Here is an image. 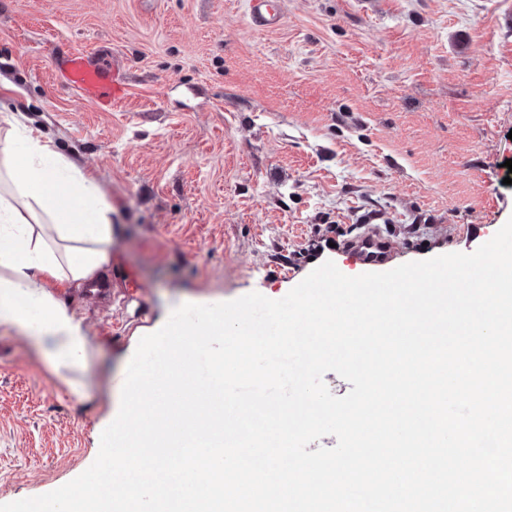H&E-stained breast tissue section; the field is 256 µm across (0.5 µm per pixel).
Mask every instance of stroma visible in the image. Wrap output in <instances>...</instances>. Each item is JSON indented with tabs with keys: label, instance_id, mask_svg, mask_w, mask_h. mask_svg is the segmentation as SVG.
Segmentation results:
<instances>
[{
	"label": "stroma",
	"instance_id": "obj_1",
	"mask_svg": "<svg viewBox=\"0 0 512 512\" xmlns=\"http://www.w3.org/2000/svg\"><path fill=\"white\" fill-rule=\"evenodd\" d=\"M0 0V134L23 114L112 204L120 266L56 288L88 354L72 394L29 336L0 334V504L96 459L140 339L185 303L283 298L377 214L390 267L474 252L512 218V0ZM112 57V111L58 84ZM133 271L140 293L122 290ZM282 0H249L248 17L250 25L258 31L279 28L284 22Z\"/></svg>",
	"mask_w": 512,
	"mask_h": 512
}]
</instances>
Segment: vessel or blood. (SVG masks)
I'll return each instance as SVG.
<instances>
[{"label":"vessel or blood","mask_w":512,"mask_h":512,"mask_svg":"<svg viewBox=\"0 0 512 512\" xmlns=\"http://www.w3.org/2000/svg\"><path fill=\"white\" fill-rule=\"evenodd\" d=\"M248 17L255 30L277 29L284 22L283 0H248ZM53 73L63 86L106 111L126 96L123 75L105 57L94 52L62 55L54 64ZM388 249L387 239L378 230L370 229L347 244L344 252L366 273L386 263Z\"/></svg>","instance_id":"obj_1"}]
</instances>
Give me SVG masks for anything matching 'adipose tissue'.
<instances>
[{
  "label": "adipose tissue",
  "mask_w": 512,
  "mask_h": 512,
  "mask_svg": "<svg viewBox=\"0 0 512 512\" xmlns=\"http://www.w3.org/2000/svg\"><path fill=\"white\" fill-rule=\"evenodd\" d=\"M112 206L97 179L20 118L0 136V332L22 331L54 367L80 365L81 322L49 290L108 262Z\"/></svg>",
  "instance_id": "ef3b65f1"
}]
</instances>
